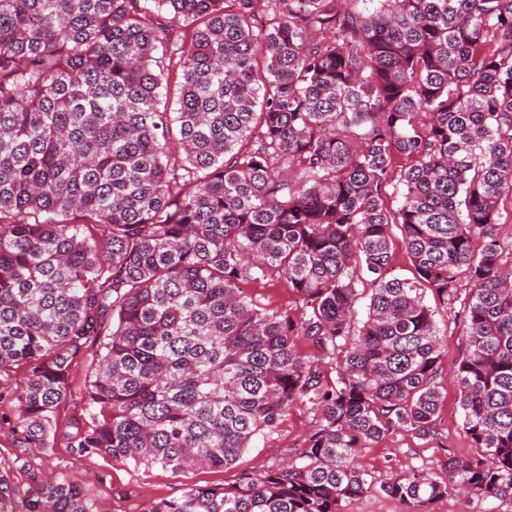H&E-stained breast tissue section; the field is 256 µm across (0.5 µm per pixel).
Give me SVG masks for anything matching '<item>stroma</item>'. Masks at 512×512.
<instances>
[{
	"instance_id": "35a3bbf8",
	"label": "stroma",
	"mask_w": 512,
	"mask_h": 512,
	"mask_svg": "<svg viewBox=\"0 0 512 512\" xmlns=\"http://www.w3.org/2000/svg\"><path fill=\"white\" fill-rule=\"evenodd\" d=\"M249 299L274 310H293L297 299L287 282L278 280L249 281L243 285ZM445 400L434 436L421 439L400 431L387 440L362 449L358 464L373 477L382 479L410 470L440 475V465L449 454H471V443L460 430L457 394L452 383L444 385ZM315 421V408L303 401L291 405L276 429L257 437L236 463L224 469H196L176 473L153 466L131 470L96 456L80 459L66 448L56 447L46 453H24L15 435L0 429V467L12 470L20 490L54 483L67 474L86 482L97 512H142L145 500L154 501L180 496L191 485L233 486L241 473L260 472L278 467L301 447Z\"/></svg>"
}]
</instances>
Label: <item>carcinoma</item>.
<instances>
[{"instance_id":"1","label":"carcinoma","mask_w":512,"mask_h":512,"mask_svg":"<svg viewBox=\"0 0 512 512\" xmlns=\"http://www.w3.org/2000/svg\"><path fill=\"white\" fill-rule=\"evenodd\" d=\"M508 199L512 0H0V424L25 448L186 472L233 465L306 399L318 419L287 465L150 512L512 497ZM394 224L411 279L392 274ZM265 278L296 312L248 300ZM428 291L462 327L473 454L443 481L377 482L359 449L437 430ZM0 512L96 509L69 476L21 495L0 470Z\"/></svg>"}]
</instances>
